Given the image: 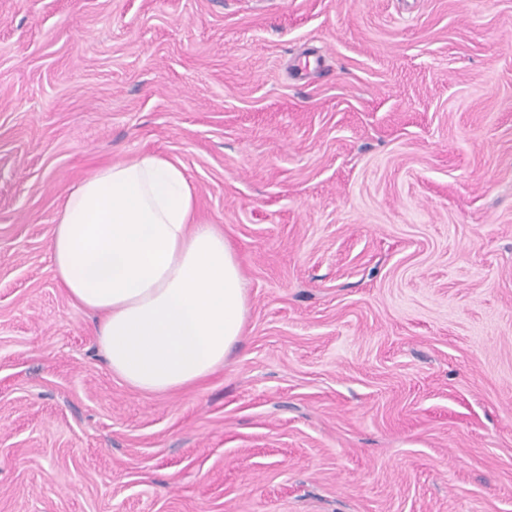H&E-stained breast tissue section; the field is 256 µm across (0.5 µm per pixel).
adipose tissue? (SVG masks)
<instances>
[{
  "label": "adipose tissue",
  "mask_w": 512,
  "mask_h": 512,
  "mask_svg": "<svg viewBox=\"0 0 512 512\" xmlns=\"http://www.w3.org/2000/svg\"><path fill=\"white\" fill-rule=\"evenodd\" d=\"M49 250L60 287L95 314L109 369L134 389L204 382L243 334L237 251L200 219L182 167L163 156L102 167L74 188Z\"/></svg>",
  "instance_id": "1"
}]
</instances>
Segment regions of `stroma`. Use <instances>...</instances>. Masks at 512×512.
I'll use <instances>...</instances> for the list:
<instances>
[{"instance_id": "35a3bbf8", "label": "stroma", "mask_w": 512, "mask_h": 512, "mask_svg": "<svg viewBox=\"0 0 512 512\" xmlns=\"http://www.w3.org/2000/svg\"><path fill=\"white\" fill-rule=\"evenodd\" d=\"M148 153L249 303L169 395L49 251ZM0 512H512V0H0Z\"/></svg>"}]
</instances>
